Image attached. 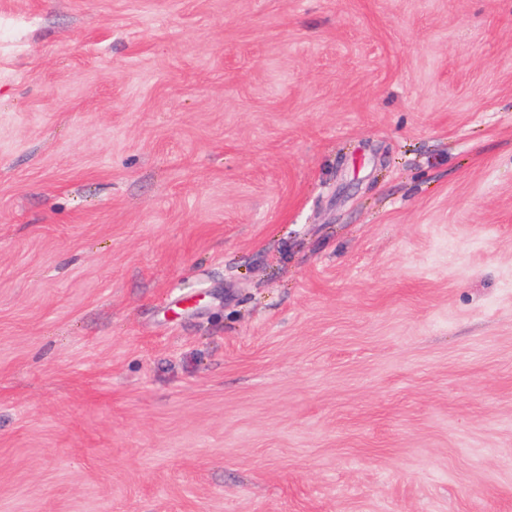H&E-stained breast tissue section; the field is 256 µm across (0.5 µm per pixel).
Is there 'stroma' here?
Segmentation results:
<instances>
[{
    "instance_id": "obj_1",
    "label": "stroma",
    "mask_w": 512,
    "mask_h": 512,
    "mask_svg": "<svg viewBox=\"0 0 512 512\" xmlns=\"http://www.w3.org/2000/svg\"><path fill=\"white\" fill-rule=\"evenodd\" d=\"M0 512H512V0H0Z\"/></svg>"
}]
</instances>
